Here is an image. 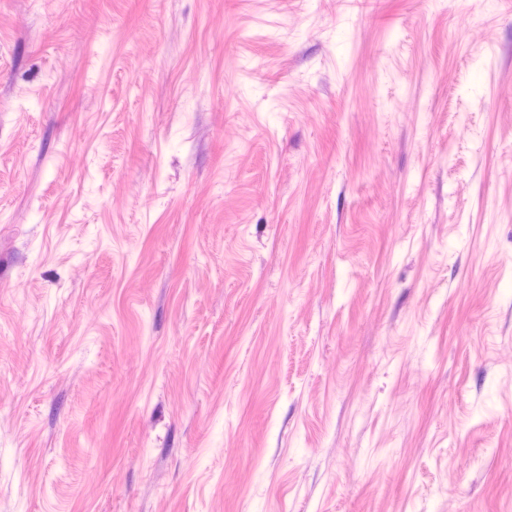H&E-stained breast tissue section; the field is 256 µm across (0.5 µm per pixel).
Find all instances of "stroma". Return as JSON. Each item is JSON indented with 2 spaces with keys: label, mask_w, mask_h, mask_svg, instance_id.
Wrapping results in <instances>:
<instances>
[{
  "label": "stroma",
  "mask_w": 512,
  "mask_h": 512,
  "mask_svg": "<svg viewBox=\"0 0 512 512\" xmlns=\"http://www.w3.org/2000/svg\"><path fill=\"white\" fill-rule=\"evenodd\" d=\"M0 512H512V0H0Z\"/></svg>",
  "instance_id": "35a3bbf8"
}]
</instances>
